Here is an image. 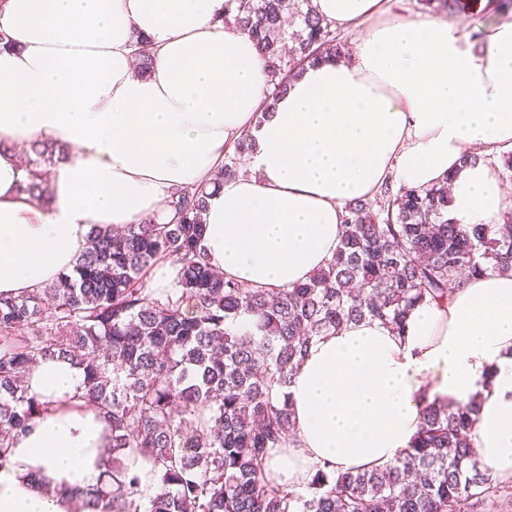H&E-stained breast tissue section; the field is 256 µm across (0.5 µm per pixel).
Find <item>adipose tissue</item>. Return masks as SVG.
<instances>
[{"label": "adipose tissue", "instance_id": "obj_1", "mask_svg": "<svg viewBox=\"0 0 512 512\" xmlns=\"http://www.w3.org/2000/svg\"><path fill=\"white\" fill-rule=\"evenodd\" d=\"M225 3L0 0V294L71 271L91 229L167 221L172 192L212 181L245 135L249 171L208 197L202 245L257 290L309 280L339 245L344 204L388 180L448 182V216L464 226L512 208L490 160L512 150V19L477 45L459 13L403 19L387 0H311L354 34L352 58L305 65L267 108V60ZM139 36L154 53L146 74ZM35 141L70 150L38 200L21 166ZM82 381L63 360L29 372L46 410L0 467V512H66L67 496L100 486L110 423L80 401ZM472 398L477 460L512 481V275L417 305L399 330L365 319L316 338L286 390L295 437L270 449V475L292 492L320 470L386 467L427 405Z\"/></svg>", "mask_w": 512, "mask_h": 512}]
</instances>
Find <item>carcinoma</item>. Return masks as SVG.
<instances>
[{"instance_id": "obj_1", "label": "carcinoma", "mask_w": 512, "mask_h": 512, "mask_svg": "<svg viewBox=\"0 0 512 512\" xmlns=\"http://www.w3.org/2000/svg\"><path fill=\"white\" fill-rule=\"evenodd\" d=\"M452 14L469 0H421ZM236 24L270 67L283 94L308 63L344 55L332 25L310 0H227ZM140 71L153 66L137 41ZM66 150L37 141L25 190L47 192L41 169ZM379 209H374V200ZM376 199L343 207L334 257L293 288L265 293L224 278L200 244L204 189L172 196V219L91 233L69 273L26 296L0 294V466L46 406L24 378L39 359L83 371L79 399L112 423L104 483L84 495L86 512H142L138 467L151 466L148 512H487L512 498L471 449L476 402L428 406L411 450L383 470L318 472L305 493L268 479V450L292 436L285 389L315 338L371 318L399 330L417 303L512 272V210L501 224L448 219V187H380ZM177 264L174 287L150 288L160 260Z\"/></svg>"}]
</instances>
